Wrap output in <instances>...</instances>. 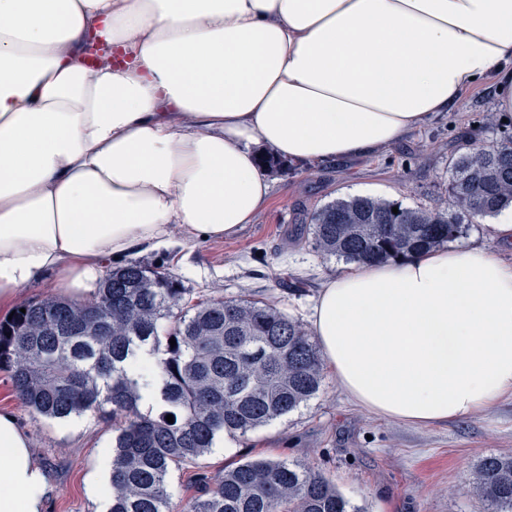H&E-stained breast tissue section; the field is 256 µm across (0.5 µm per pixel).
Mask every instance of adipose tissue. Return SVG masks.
Listing matches in <instances>:
<instances>
[{"label": "adipose tissue", "mask_w": 512, "mask_h": 512, "mask_svg": "<svg viewBox=\"0 0 512 512\" xmlns=\"http://www.w3.org/2000/svg\"><path fill=\"white\" fill-rule=\"evenodd\" d=\"M99 39L123 64L89 68ZM496 74L512 112V0H0V309L51 274L90 301L102 262L234 236L294 164L372 156ZM311 333L348 399L437 425L512 394V264L439 248L330 276ZM48 476L0 414V512Z\"/></svg>", "instance_id": "obj_1"}]
</instances>
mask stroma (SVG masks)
I'll use <instances>...</instances> for the list:
<instances>
[{
  "label": "stroma",
  "instance_id": "stroma-1",
  "mask_svg": "<svg viewBox=\"0 0 512 512\" xmlns=\"http://www.w3.org/2000/svg\"><path fill=\"white\" fill-rule=\"evenodd\" d=\"M496 78L487 76L464 93L460 107L432 118L372 157L347 158L270 171L267 208L238 234L222 240H187L136 259L179 277L194 295L253 296L306 320L326 278L341 268L318 253L303 227L327 203L355 195L406 207L446 208L453 161L473 138L512 139V112L496 114ZM0 412L14 416L31 439L50 479L44 512H108L112 426L93 414L64 421L31 414L16 398L8 368L0 367ZM512 454V396L492 409L433 426L377 416L353 403L325 374L318 395L288 418L223 442L198 466L172 471L169 512H183L196 493L195 473L219 476L242 457L288 459L332 480L364 512H488L472 473L488 455Z\"/></svg>",
  "mask_w": 512,
  "mask_h": 512
}]
</instances>
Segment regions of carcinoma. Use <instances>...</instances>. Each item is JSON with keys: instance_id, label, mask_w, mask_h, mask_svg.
Here are the masks:
<instances>
[{"instance_id": "cac0c4a2", "label": "carcinoma", "mask_w": 512, "mask_h": 512, "mask_svg": "<svg viewBox=\"0 0 512 512\" xmlns=\"http://www.w3.org/2000/svg\"><path fill=\"white\" fill-rule=\"evenodd\" d=\"M448 192L450 211L338 198L311 214L308 232L317 252L347 263L453 242L464 225L512 208V140L471 145ZM1 365L38 417L112 420L108 512H167L171 470L226 432L244 437L284 419L323 385L301 321L251 297L194 302L178 277L139 261L109 268L92 301H31L0 321ZM475 476L489 512H512L511 455L482 458ZM196 485L185 512H362L324 474L286 459H241L216 479L197 473Z\"/></svg>"}]
</instances>
